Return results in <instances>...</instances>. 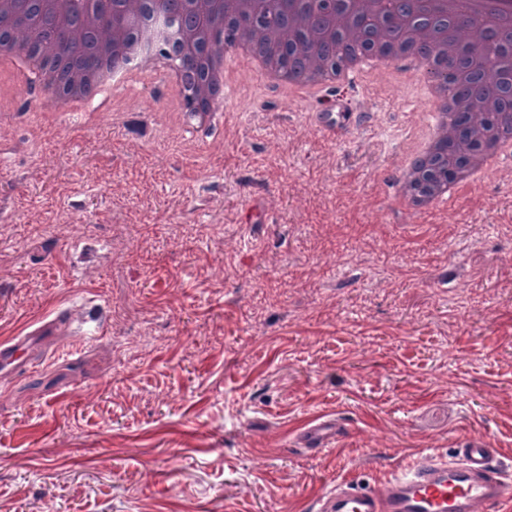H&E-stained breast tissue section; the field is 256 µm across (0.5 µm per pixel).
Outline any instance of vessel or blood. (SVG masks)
I'll return each instance as SVG.
<instances>
[{
	"instance_id": "b4317fda",
	"label": "vessel or blood",
	"mask_w": 512,
	"mask_h": 512,
	"mask_svg": "<svg viewBox=\"0 0 512 512\" xmlns=\"http://www.w3.org/2000/svg\"><path fill=\"white\" fill-rule=\"evenodd\" d=\"M39 326L7 344H0V368H19L36 337L45 335ZM329 420L308 423L300 439L318 449L340 436ZM487 504L491 512H512V476L494 462L487 442L473 439L452 455L424 454L403 465L386 482L384 493L342 481L318 494L312 512H472L475 504Z\"/></svg>"
}]
</instances>
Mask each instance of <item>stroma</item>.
<instances>
[{
  "label": "stroma",
  "instance_id": "35a3bbf8",
  "mask_svg": "<svg viewBox=\"0 0 512 512\" xmlns=\"http://www.w3.org/2000/svg\"><path fill=\"white\" fill-rule=\"evenodd\" d=\"M323 98L236 81L221 128L165 140L166 91L104 95L67 138L0 78V512H306L341 480L481 438L512 474V163L426 222L390 174L399 84ZM345 429L300 447L311 418ZM55 320L44 323L43 325L26 332L14 341L7 344H0V368H21L25 362V354L36 336H42L47 333V329Z\"/></svg>",
  "mask_w": 512,
  "mask_h": 512
}]
</instances>
